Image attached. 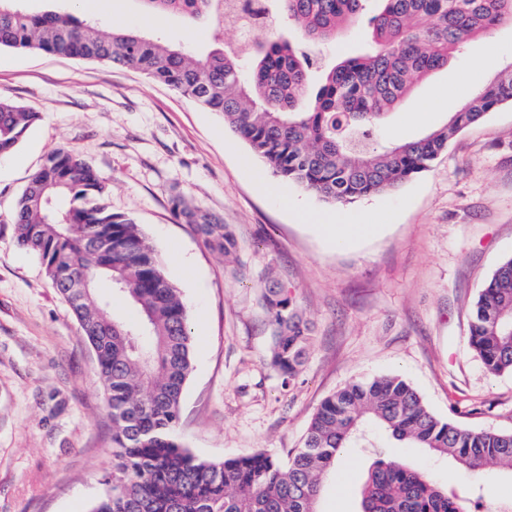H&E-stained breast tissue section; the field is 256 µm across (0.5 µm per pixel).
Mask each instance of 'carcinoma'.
<instances>
[{
  "label": "carcinoma",
  "instance_id": "cac0c4a2",
  "mask_svg": "<svg viewBox=\"0 0 512 512\" xmlns=\"http://www.w3.org/2000/svg\"><path fill=\"white\" fill-rule=\"evenodd\" d=\"M152 12L179 13L213 26L216 46L196 58L132 29L102 33L70 11L32 13L0 0V48L41 51L138 70L218 112L281 180L318 199L350 204L393 191L427 170L448 143L505 102L512 68L486 83L442 125L392 142L384 120L416 84L448 66L450 54L499 25L512 26V0H269L300 36L266 33L247 49H224V0H142ZM367 22L373 48L341 59L326 46L344 25ZM38 113L0 97V154L17 146ZM175 213L204 244L228 259L231 231L183 200ZM18 242L37 253L96 354L112 417L110 487L89 512H317L322 482L345 448H372L358 512H469L467 499L375 445L378 423L396 444L452 457L472 471H512V432L473 430L437 417L402 376L353 382L322 401L302 446L284 463L265 453L205 460L176 434L192 368L187 314L179 289L139 225L112 212L107 190L78 153L47 154L13 216ZM88 293L76 300L67 277ZM106 278L127 305L122 316L94 295ZM270 364L291 384L306 359L311 328L287 286L264 296ZM468 342L485 369L512 375V257L497 267L475 303Z\"/></svg>",
  "mask_w": 512,
  "mask_h": 512
}]
</instances>
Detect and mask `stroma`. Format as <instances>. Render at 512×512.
Wrapping results in <instances>:
<instances>
[{
    "mask_svg": "<svg viewBox=\"0 0 512 512\" xmlns=\"http://www.w3.org/2000/svg\"><path fill=\"white\" fill-rule=\"evenodd\" d=\"M92 18L103 31L135 29L196 56L212 45L208 24L146 14L139 0H96ZM510 63L511 27L470 40L394 110L383 137L443 124L465 101L461 82L488 83ZM0 95L40 115L0 157V512H87L112 475V418L96 356L11 219L31 175L58 148L92 165L113 212L140 226L182 293L192 370L177 435L198 456L263 450L287 460L326 397L393 374L441 418L512 431V376L490 374L468 345L475 302L512 257V103L466 128L397 190L334 205L276 177L220 114L133 69L2 49ZM180 199L229 225L236 260L176 218ZM324 219L382 230L334 245L319 227ZM174 244L184 265L167 259ZM273 279L293 288L312 326L289 385L269 365L263 294ZM399 454L485 512L512 498L511 472L489 467L478 477L419 448ZM373 460L346 449L319 512H355Z\"/></svg>",
    "mask_w": 512,
    "mask_h": 512,
    "instance_id": "1",
    "label": "stroma"
}]
</instances>
